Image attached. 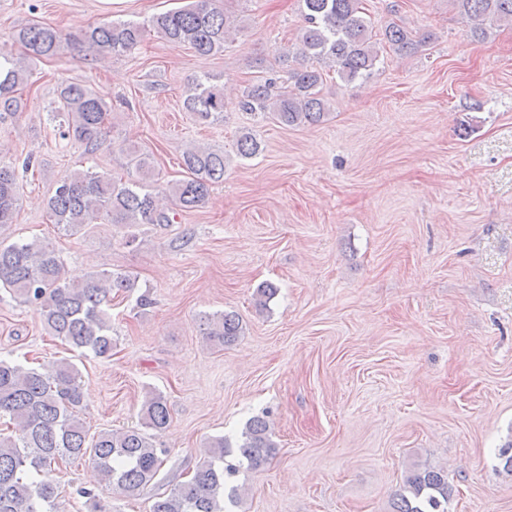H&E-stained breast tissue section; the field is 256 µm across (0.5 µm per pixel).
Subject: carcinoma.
Wrapping results in <instances>:
<instances>
[{"label": "carcinoma", "instance_id": "carcinoma-1", "mask_svg": "<svg viewBox=\"0 0 512 512\" xmlns=\"http://www.w3.org/2000/svg\"><path fill=\"white\" fill-rule=\"evenodd\" d=\"M461 13L473 21L470 36L484 39L488 28L512 21V0H455ZM304 24L297 36V51L305 62L274 77H257L242 93L246 112H268L285 126L323 122L329 106L318 87L323 67L351 83L368 77L379 61L369 21L361 0H302ZM151 29L172 46H188L200 55L224 51L237 31L236 16L224 0H189L184 7L150 20ZM145 25L103 19L80 30L78 38L104 53L120 54L136 48ZM383 38L401 55L414 54L427 36L416 37L406 27L392 24ZM14 40L33 59L59 55L70 38L39 23L19 30ZM30 70L0 44V120L21 100ZM62 118L59 135L73 138L89 150L106 134L107 102L89 87L61 81L57 89ZM184 108L200 124L223 119L224 85L205 75L193 79ZM238 153L251 158L260 143L249 132L237 141ZM139 179L117 181L108 173L82 170L62 175L47 202L50 221L69 235L89 224H171L175 209L190 211L202 205L213 185L224 181V152L194 146L182 153L188 177L172 184L174 207L159 204L149 189L154 166L150 154L130 145L123 149ZM19 185L15 170L0 165V226L13 223ZM135 282L106 271L88 274L78 283L68 281L53 246L40 241H0V290L18 295L38 306L46 332L71 347L112 356V294L129 292ZM203 336L216 347L234 343L243 331L239 316L229 312L200 317ZM83 385L77 366L59 361L41 372L0 359V417L14 425L12 434L0 432V512H61L54 480L63 462L88 458L106 486L134 496L156 479L163 464L148 431L164 429L170 420L167 399L151 393L141 406L142 428L90 433L80 418ZM267 420L252 417L236 448L222 437L212 439L191 478L155 498L150 512H224V491H235L233 479L242 469L255 470L275 453ZM448 473L426 467L406 476L393 499V512H448Z\"/></svg>", "mask_w": 512, "mask_h": 512}]
</instances>
